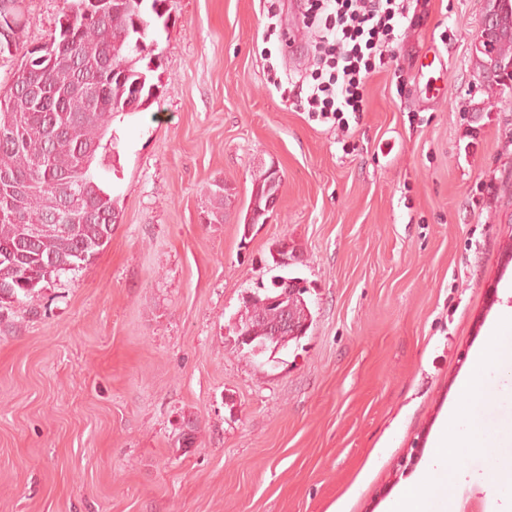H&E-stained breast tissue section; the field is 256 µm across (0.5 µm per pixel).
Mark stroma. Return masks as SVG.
<instances>
[{
  "label": "stroma",
  "mask_w": 512,
  "mask_h": 512,
  "mask_svg": "<svg viewBox=\"0 0 512 512\" xmlns=\"http://www.w3.org/2000/svg\"><path fill=\"white\" fill-rule=\"evenodd\" d=\"M168 8L158 100L114 123L110 242L0 316V512H385L512 307V91L477 81L483 0H418L347 134L268 82L311 62L300 0L277 4L292 58L266 0ZM272 166L279 201L245 223ZM284 238L311 324L255 358L231 326ZM461 468L479 510L499 475ZM206 194L210 203L207 212L209 224H220L224 221V182L216 179L206 186Z\"/></svg>",
  "instance_id": "35a3bbf8"
}]
</instances>
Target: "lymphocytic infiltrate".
Wrapping results in <instances>:
<instances>
[{
    "label": "lymphocytic infiltrate",
    "mask_w": 512,
    "mask_h": 512,
    "mask_svg": "<svg viewBox=\"0 0 512 512\" xmlns=\"http://www.w3.org/2000/svg\"><path fill=\"white\" fill-rule=\"evenodd\" d=\"M414 0H304L312 63L300 81L309 120L350 132L365 110L366 80L387 68Z\"/></svg>",
    "instance_id": "f902f5d3"
}]
</instances>
